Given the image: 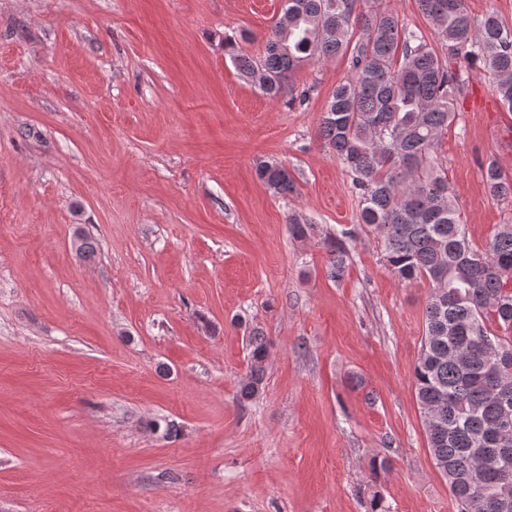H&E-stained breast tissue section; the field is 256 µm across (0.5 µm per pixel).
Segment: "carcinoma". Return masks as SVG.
<instances>
[{
	"label": "carcinoma",
	"instance_id": "1",
	"mask_svg": "<svg viewBox=\"0 0 512 512\" xmlns=\"http://www.w3.org/2000/svg\"><path fill=\"white\" fill-rule=\"evenodd\" d=\"M417 5L435 30L438 50L393 11H365L361 0H283L263 54L254 58L232 42L224 51L271 98L293 95L285 91L286 82L303 64L348 58L350 77L333 91L318 134L347 169L362 203L358 226L380 237L393 276L400 282L425 279L431 287L414 371L428 448L460 512H495L492 499L507 502L512 512V477H476L502 414L499 387L512 397V377L495 379V362L512 360V345L489 336L485 327L491 315L512 329V224L499 225L485 251L473 249L438 159L455 101L469 87V65L482 64L512 111V27L494 13L475 21L466 0ZM256 174L279 196L296 190L280 162L262 161ZM484 177L489 196L512 205V179L492 163ZM313 230L298 218L288 224L291 237L300 241ZM354 237L344 229L325 238L330 276L337 281ZM73 244L84 257L96 251L81 228ZM250 345L242 402L259 394L265 378L266 339L253 336Z\"/></svg>",
	"mask_w": 512,
	"mask_h": 512
}]
</instances>
